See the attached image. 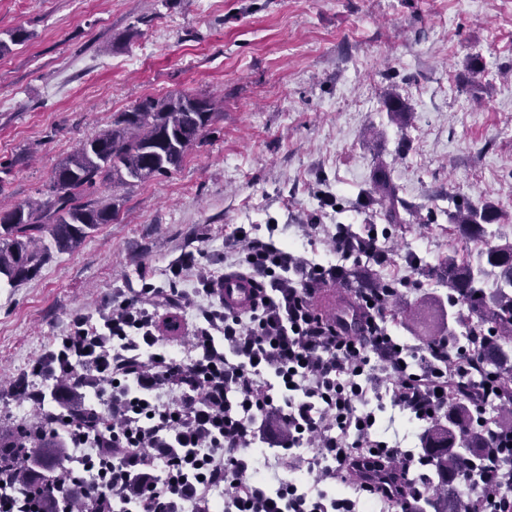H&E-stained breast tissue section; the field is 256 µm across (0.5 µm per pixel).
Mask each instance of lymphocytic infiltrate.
<instances>
[{
	"instance_id": "obj_1",
	"label": "lymphocytic infiltrate",
	"mask_w": 512,
	"mask_h": 512,
	"mask_svg": "<svg viewBox=\"0 0 512 512\" xmlns=\"http://www.w3.org/2000/svg\"><path fill=\"white\" fill-rule=\"evenodd\" d=\"M278 225L238 224L224 236V268L253 278L257 299L249 310L225 308L221 276H198L194 291L165 290L145 282L120 289L102 323L77 316L62 337L51 371L33 375L60 382L84 371L97 376L94 398L108 415L79 420L51 414L22 426L31 440L64 432L65 445H90L96 480L60 465L43 482L0 492V512H208L215 489L224 493V512H357L361 496L372 494L356 471L371 459L407 472L418 467L415 452L382 444L378 414L392 405L419 425L441 418L448 408L449 381L464 377L473 361L446 355L430 367L436 346L397 345L386 311L401 286L378 281L358 298L365 318L361 337L339 331L314 306L319 289L344 279L346 261L361 257L383 264L386 250L375 227L311 225L329 243L335 262L324 265L295 255L276 234ZM205 303H196L197 295ZM195 305L187 358L161 347L159 312ZM391 372L396 385L389 403L369 406V376ZM277 414L288 425L283 450L315 448L331 458L311 486L299 489L281 479L267 484L260 462L246 456L257 441L259 418ZM512 456V433L501 434L489 454V478L467 491L463 512H501L512 494V471L499 468ZM352 488L332 494L333 483Z\"/></svg>"
}]
</instances>
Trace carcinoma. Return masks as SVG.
Returning a JSON list of instances; mask_svg holds the SVG:
<instances>
[{
	"label": "carcinoma",
	"mask_w": 512,
	"mask_h": 512,
	"mask_svg": "<svg viewBox=\"0 0 512 512\" xmlns=\"http://www.w3.org/2000/svg\"><path fill=\"white\" fill-rule=\"evenodd\" d=\"M212 100L186 93L162 98H146L132 109L113 116L112 125L98 130L56 167L51 195L43 203L17 204L0 209V280L21 282L36 273L53 255L73 251L100 224H109L117 215L111 204L97 206L94 196L106 184L132 179L149 181L178 170L186 155L201 140L212 122ZM374 186L380 195L382 214L389 224H400L398 195L390 170L379 167ZM450 232L466 241L480 242L484 248L474 265L464 254L454 253L431 274L448 286V307L441 321L426 333V340L448 345V351L461 347L460 337L469 336L466 328L473 320L484 327L487 345L476 354L477 375L494 369L500 376V399L512 404V241L490 244L486 225L497 219L489 204H459L450 215ZM50 244H44L45 238ZM495 276V288L486 291V278ZM465 332L459 334L456 328ZM65 402L80 407L79 384H60ZM476 387L448 385V412L420 433L419 456L425 460L412 478L417 485L433 490L417 512H459L461 482L473 483L485 477L482 448L490 435L512 431V418H496L476 424L472 405ZM87 412L80 407L79 413ZM39 456H60L64 443L57 438L33 444Z\"/></svg>",
	"instance_id": "cac0c4a2"
}]
</instances>
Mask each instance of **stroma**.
<instances>
[{
	"mask_svg": "<svg viewBox=\"0 0 512 512\" xmlns=\"http://www.w3.org/2000/svg\"><path fill=\"white\" fill-rule=\"evenodd\" d=\"M18 30L27 40L0 52V205L46 200L57 164L145 98L210 97L216 116L180 169L101 189L116 220L0 286L2 437L32 413L8 384L75 316L100 321L143 279L171 288L186 253L213 265L227 225H284L320 261L302 225H378L389 261L377 278L417 282L392 329L412 346L448 296L427 267L478 250L449 234L437 203H490V240L512 241V0H0V40ZM381 162L405 223L383 220Z\"/></svg>",
	"mask_w": 512,
	"mask_h": 512,
	"instance_id": "1",
	"label": "stroma"
}]
</instances>
